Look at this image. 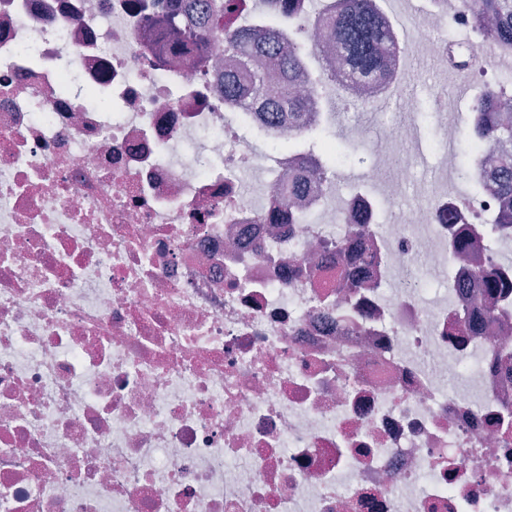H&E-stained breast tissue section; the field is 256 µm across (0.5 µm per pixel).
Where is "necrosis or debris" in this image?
I'll use <instances>...</instances> for the list:
<instances>
[{
	"label": "necrosis or debris",
	"mask_w": 512,
	"mask_h": 512,
	"mask_svg": "<svg viewBox=\"0 0 512 512\" xmlns=\"http://www.w3.org/2000/svg\"><path fill=\"white\" fill-rule=\"evenodd\" d=\"M315 3L272 15L305 24L293 128L225 100V72L256 60L223 33L199 72L144 50L134 0H0V512H512V381L488 365L512 316L458 335L459 302L407 279L512 274L448 251L449 221L498 217L495 158L473 148L468 191L438 183L393 215L417 136L389 125L345 194L311 169L286 200L334 119L319 81L343 82ZM374 4L392 77L349 100L397 96L414 46L455 69V40L479 57L476 98L512 95V44L480 40L471 6ZM466 358L472 393L449 387Z\"/></svg>",
	"instance_id": "1"
}]
</instances>
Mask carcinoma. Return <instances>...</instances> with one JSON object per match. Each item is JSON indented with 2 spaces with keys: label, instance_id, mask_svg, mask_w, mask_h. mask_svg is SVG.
I'll list each match as a JSON object with an SVG mask.
<instances>
[{
  "label": "carcinoma",
  "instance_id": "carcinoma-1",
  "mask_svg": "<svg viewBox=\"0 0 512 512\" xmlns=\"http://www.w3.org/2000/svg\"><path fill=\"white\" fill-rule=\"evenodd\" d=\"M233 0H171L161 15L148 20L141 40L159 64L175 56L189 57L196 67H208L207 45L214 30L226 26L227 13ZM324 25L336 41L338 63L345 75L366 85L384 79L389 71L394 44L373 0H332L322 15ZM477 29L489 42L512 41V0H480ZM227 44L248 42L256 54L275 62V71L257 68L245 75L229 72L224 78V97L251 99L261 111L280 114L292 122L305 116V101L288 93L299 63L298 47L288 45L281 52L283 35L270 24L259 22L251 27L230 29ZM476 136L493 151L499 168L490 176L488 190L498 198L501 211L496 222L499 232L512 229V120L500 111V102L476 106ZM452 251L462 255L479 240L475 229L452 231ZM460 288L477 289L485 296L480 305H463L466 327L462 333L483 328L496 313L512 310V281L502 272L489 268L475 272Z\"/></svg>",
  "mask_w": 512,
  "mask_h": 512
}]
</instances>
